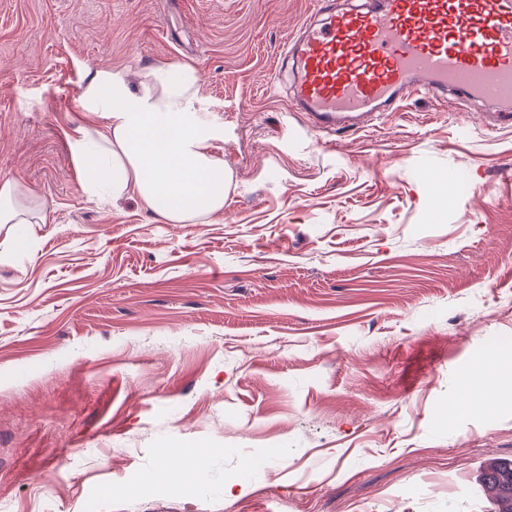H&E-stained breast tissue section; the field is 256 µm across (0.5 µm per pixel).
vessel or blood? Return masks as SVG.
<instances>
[{
	"mask_svg": "<svg viewBox=\"0 0 512 512\" xmlns=\"http://www.w3.org/2000/svg\"><path fill=\"white\" fill-rule=\"evenodd\" d=\"M286 49L290 107L322 132L357 130L411 95L512 101V0H315Z\"/></svg>",
	"mask_w": 512,
	"mask_h": 512,
	"instance_id": "b4317fda",
	"label": "vessel or blood"
}]
</instances>
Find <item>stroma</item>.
Wrapping results in <instances>:
<instances>
[{"mask_svg":"<svg viewBox=\"0 0 512 512\" xmlns=\"http://www.w3.org/2000/svg\"><path fill=\"white\" fill-rule=\"evenodd\" d=\"M311 2L0 0V176L46 213L0 224V512H491L512 400L444 409L512 370V129L414 95L315 130L283 55ZM175 64L232 177L198 224L90 199L70 149L96 71ZM165 448L202 466L145 493ZM478 393L486 399L500 401L509 396L507 378L497 381H488L482 377H470L459 382L455 396L448 403L446 414L448 419L468 411L472 407L474 394Z\"/></svg>","mask_w":512,"mask_h":512,"instance_id":"35a3bbf8","label":"stroma"}]
</instances>
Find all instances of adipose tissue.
Instances as JSON below:
<instances>
[{"mask_svg": "<svg viewBox=\"0 0 512 512\" xmlns=\"http://www.w3.org/2000/svg\"><path fill=\"white\" fill-rule=\"evenodd\" d=\"M196 83V72L186 64L149 72L134 87L120 74L97 72L81 99L86 120L71 141L85 190L94 192L109 181L110 200L138 195L170 224L221 213L229 178L212 151L215 134L182 120L196 97ZM19 202L17 181L0 176V224L44 223L43 212H29ZM478 394L499 401L512 394V385L503 378L461 380L448 416L468 411Z\"/></svg>", "mask_w": 512, "mask_h": 512, "instance_id": "adipose-tissue-1", "label": "adipose tissue"}]
</instances>
